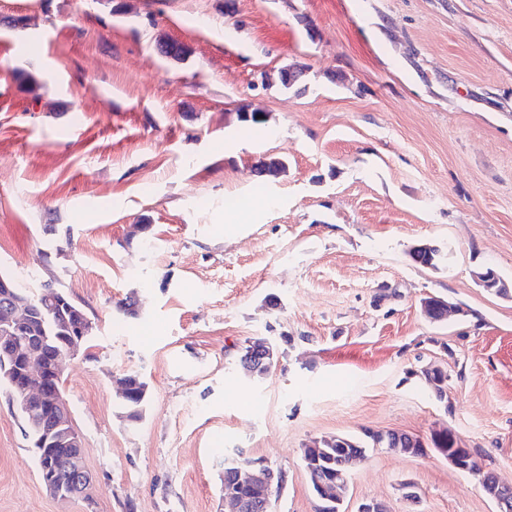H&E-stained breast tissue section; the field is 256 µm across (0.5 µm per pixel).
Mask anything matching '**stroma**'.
I'll use <instances>...</instances> for the list:
<instances>
[{
  "instance_id": "35a3bbf8",
  "label": "stroma",
  "mask_w": 512,
  "mask_h": 512,
  "mask_svg": "<svg viewBox=\"0 0 512 512\" xmlns=\"http://www.w3.org/2000/svg\"><path fill=\"white\" fill-rule=\"evenodd\" d=\"M7 2L39 24L0 26V270L51 267L97 330L61 376L89 499L46 490L0 381V512H227L230 459L285 473L271 512H314L311 441L445 429L473 471L370 448L343 512H498L478 476L512 485V297L474 274L512 283V0H235L231 17L155 0L153 26L97 0ZM159 33L189 57L158 55ZM296 62L303 91L252 87ZM264 155L285 175L260 181ZM421 242L437 267L410 259ZM129 295L133 316L115 307ZM432 295L462 315L429 319ZM257 337L277 349L261 378L239 364ZM125 377L128 381L129 390L128 393L122 397L123 406L127 410V416L131 420L137 421L141 419L143 409L147 403V384L135 372Z\"/></svg>"
}]
</instances>
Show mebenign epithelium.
Masks as SVG:
<instances>
[{
	"label": "benign epithelium",
	"instance_id": "7a95c632",
	"mask_svg": "<svg viewBox=\"0 0 512 512\" xmlns=\"http://www.w3.org/2000/svg\"><path fill=\"white\" fill-rule=\"evenodd\" d=\"M0 303L4 309V325L8 335L0 338V363L4 376L15 387L13 400L21 412L29 416L39 428L34 441L36 451L45 459L41 480L53 496L69 500L76 495L88 493L92 475L82 464L83 439L68 417L69 408L60 392L62 361L78 356L84 347V340L92 334L94 325L87 320L80 329L81 336L67 345L64 352L53 357L52 362L43 360L44 342L38 336H11L13 322L20 321L18 303L11 296L6 283L0 284ZM59 443L73 449L69 470L75 477L77 490L67 491L57 481L58 468L51 450ZM237 483L242 488L259 490L263 495L262 507L267 509L282 486L275 468L261 460H250L237 468ZM500 512H512V487L503 485L490 493ZM224 501L232 506L233 512H248L254 502L231 492H224Z\"/></svg>",
	"mask_w": 512,
	"mask_h": 512
}]
</instances>
